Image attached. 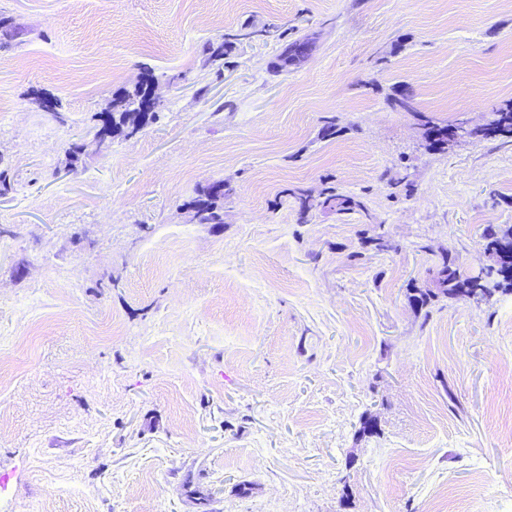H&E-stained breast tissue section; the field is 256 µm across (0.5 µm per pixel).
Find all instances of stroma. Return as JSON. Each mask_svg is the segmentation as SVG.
<instances>
[{"label":"stroma","instance_id":"35a3bbf8","mask_svg":"<svg viewBox=\"0 0 512 512\" xmlns=\"http://www.w3.org/2000/svg\"><path fill=\"white\" fill-rule=\"evenodd\" d=\"M510 100L512 0H0V512H512V294L412 301L512 226V141L416 115ZM143 95V87L140 85L133 94L118 95L112 98L110 111L101 112L97 119L100 124L96 128L104 126L107 121L112 123V128L116 132L124 133L126 136H132L138 132L139 115L138 104ZM135 132V133H134ZM420 121L430 146L438 149L448 146V128L454 126V123L435 122L432 118L424 115L420 116ZM203 200L202 206L199 208L198 214V223L199 224H220L224 221L223 207L220 204L221 201L224 200V192H212L211 189H208L206 192L201 194L200 196ZM198 197L192 200L189 204L193 202H198Z\"/></svg>","mask_w":512,"mask_h":512}]
</instances>
